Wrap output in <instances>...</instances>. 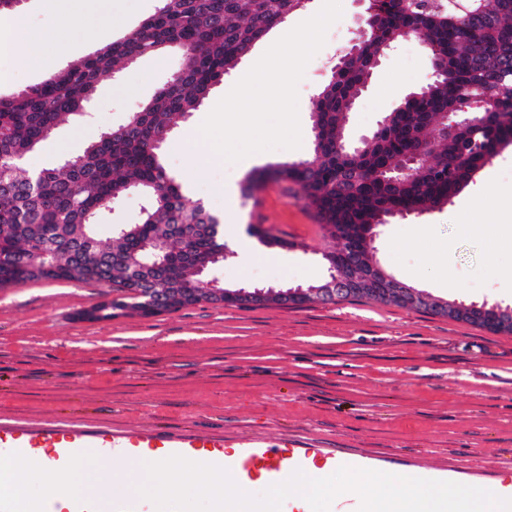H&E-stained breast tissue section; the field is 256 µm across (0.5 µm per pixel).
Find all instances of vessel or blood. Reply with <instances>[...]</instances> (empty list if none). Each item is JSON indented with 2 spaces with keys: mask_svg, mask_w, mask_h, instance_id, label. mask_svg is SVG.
Instances as JSON below:
<instances>
[{
  "mask_svg": "<svg viewBox=\"0 0 512 512\" xmlns=\"http://www.w3.org/2000/svg\"><path fill=\"white\" fill-rule=\"evenodd\" d=\"M90 448L125 458L150 456L163 460L180 455L195 462L218 464L229 468L241 484L279 483L298 468L321 475L342 466L383 469L390 463L384 456L319 446L295 435L227 437L196 429L171 432L151 425L119 431L109 425L0 420V452L41 458L56 470L65 467L72 455ZM433 477L457 483L487 481L492 492L512 498V461L499 463L494 469L440 468ZM60 512H156V509L151 501L140 496L98 487L84 492L82 501L67 499Z\"/></svg>",
  "mask_w": 512,
  "mask_h": 512,
  "instance_id": "vessel-or-blood-1",
  "label": "vessel or blood"
}]
</instances>
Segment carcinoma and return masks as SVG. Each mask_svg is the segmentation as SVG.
Instances as JSON below:
<instances>
[{"label":"carcinoma","instance_id":"1","mask_svg":"<svg viewBox=\"0 0 512 512\" xmlns=\"http://www.w3.org/2000/svg\"><path fill=\"white\" fill-rule=\"evenodd\" d=\"M157 12L123 40L69 63L40 83L0 96V159L14 165L13 186L0 189V226H25L21 237L0 236V288L29 281L112 282L125 295L128 271L144 268L142 288H161L183 297L179 308L195 304L188 295L201 264L214 269L221 254L214 236L216 215L185 199L161 150L149 147L166 137L180 119L197 111L282 15L301 9L299 0H160ZM454 8L442 0H391L376 34L359 36L360 55L340 69L317 95L310 112L314 167L281 165L277 179L295 184L331 237L336 273L369 276L378 267L367 235L393 211L423 215L441 209L464 189L499 151L512 147V78L492 99L494 118L480 133L461 129L453 138L433 139L437 117L453 111L463 91L485 74L512 68V0H486L485 9L463 26L451 22ZM413 33L428 63L448 78L434 83L405 111L384 117L382 133L348 154L339 152L347 112L366 79V62L383 44ZM183 55L177 75L147 99L129 121L105 132L78 161L31 175L21 166L26 155L47 139L67 116L90 105L100 79L118 73L145 55ZM424 146L425 161L410 180L386 179L385 169L408 150ZM132 190L145 199L138 224H124L103 239L96 233L107 208ZM193 230L186 246L175 235ZM170 240L162 266L152 263L150 244ZM53 252L55 266L44 272L23 262L27 248ZM352 299L399 305L377 283Z\"/></svg>","mask_w":512,"mask_h":512}]
</instances>
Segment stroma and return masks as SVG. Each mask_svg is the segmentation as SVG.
Here are the masks:
<instances>
[{
	"mask_svg": "<svg viewBox=\"0 0 512 512\" xmlns=\"http://www.w3.org/2000/svg\"><path fill=\"white\" fill-rule=\"evenodd\" d=\"M321 4L310 0L306 10L271 30L165 141V162L186 198L220 216L225 240L247 239L248 225L260 224L289 242L249 262L233 255L216 271L229 287H306L328 276L322 254L335 242L300 194L271 180L252 196L243 190L250 170L307 158L312 102L356 35L360 0H341V18L297 86L300 148L263 152L249 169L224 160L201 169L190 165L206 147L194 131L225 89ZM159 5L97 0L64 38L70 45L64 53L57 50L62 38L56 18L42 0H20L18 8L45 48L58 52L61 68L108 40L123 39ZM180 65L175 54L151 55L120 78H102L89 113L60 124L23 167L57 168L82 153L103 132L124 124ZM429 75L420 43L399 38L357 100L348 139L373 130ZM228 186L239 194L232 212L224 205ZM510 192L512 150L506 149L442 209L379 226L375 257L398 281L435 298L512 308V250L493 249L470 208L473 198L491 203ZM422 227V243L411 245ZM440 253L445 268L427 275L428 256ZM111 298V289L95 283L31 281L0 288V420L295 434L335 448L418 457L429 469L491 467L512 458V335L367 300L199 303L149 317L119 311L109 320L85 319L87 310Z\"/></svg>",
	"mask_w": 512,
	"mask_h": 512,
	"instance_id": "stroma-1",
	"label": "stroma"
}]
</instances>
